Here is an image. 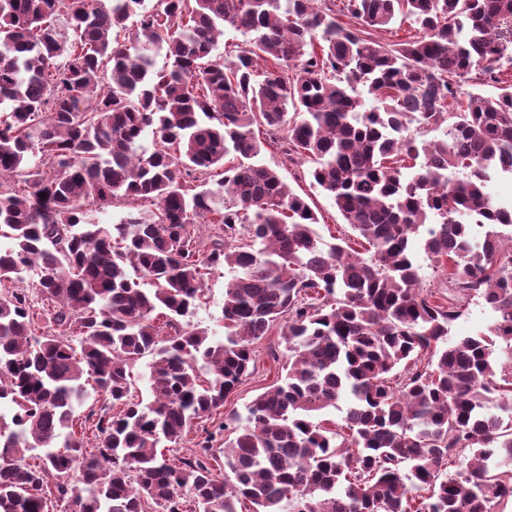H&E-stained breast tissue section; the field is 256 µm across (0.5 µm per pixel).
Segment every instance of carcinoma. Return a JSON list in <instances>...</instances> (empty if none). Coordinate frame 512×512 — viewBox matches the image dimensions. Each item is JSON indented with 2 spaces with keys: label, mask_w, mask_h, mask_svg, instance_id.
Instances as JSON below:
<instances>
[{
  "label": "carcinoma",
  "mask_w": 512,
  "mask_h": 512,
  "mask_svg": "<svg viewBox=\"0 0 512 512\" xmlns=\"http://www.w3.org/2000/svg\"><path fill=\"white\" fill-rule=\"evenodd\" d=\"M111 2L0 0V512L512 501V205L487 190L512 176V0ZM398 21L416 34L377 38ZM228 27L247 39L218 54ZM476 70L496 94L464 88ZM257 125L312 164L369 257L324 241L258 159ZM143 200L149 220H88ZM417 248L447 265V302L421 289ZM221 264L214 341L190 317ZM36 293L52 308L33 313ZM475 297L493 325L450 339ZM275 326L285 375L221 457L216 415ZM145 356L147 402L129 374ZM93 394L88 433L76 408ZM342 401L336 427L315 420ZM199 420L214 430L192 457L157 452ZM90 218L98 224H116L129 211L141 212L143 217H148L154 207L150 204H138L137 208L127 207L125 204L114 202L112 206L100 207L96 205L88 206Z\"/></svg>",
  "instance_id": "cac0c4a2"
}]
</instances>
